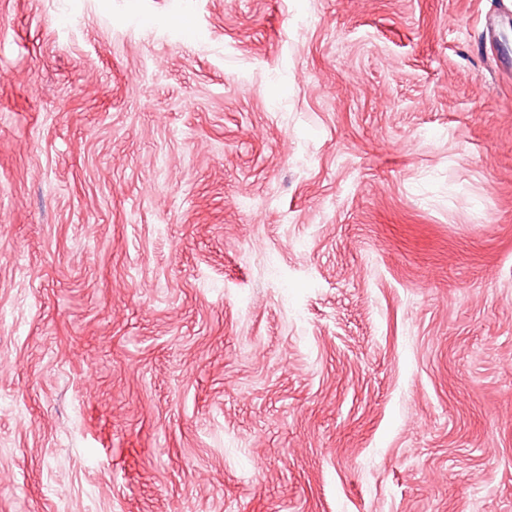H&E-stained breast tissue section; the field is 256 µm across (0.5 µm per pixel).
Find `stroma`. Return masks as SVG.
Here are the masks:
<instances>
[{"label": "stroma", "instance_id": "35a3bbf8", "mask_svg": "<svg viewBox=\"0 0 512 512\" xmlns=\"http://www.w3.org/2000/svg\"><path fill=\"white\" fill-rule=\"evenodd\" d=\"M512 0H0V512H512Z\"/></svg>", "mask_w": 512, "mask_h": 512}]
</instances>
